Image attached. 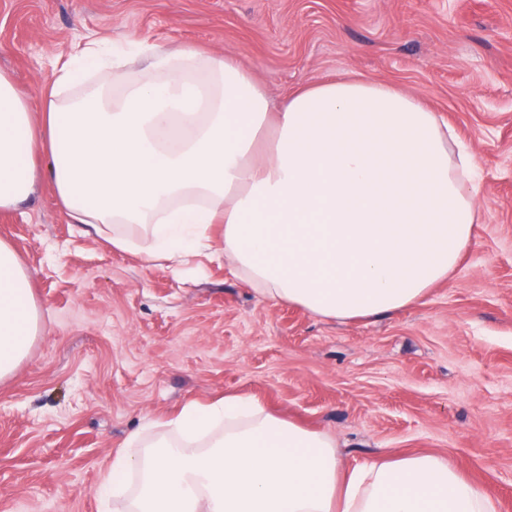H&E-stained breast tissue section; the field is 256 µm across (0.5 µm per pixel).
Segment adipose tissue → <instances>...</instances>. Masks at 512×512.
<instances>
[{
    "instance_id": "1",
    "label": "adipose tissue",
    "mask_w": 512,
    "mask_h": 512,
    "mask_svg": "<svg viewBox=\"0 0 512 512\" xmlns=\"http://www.w3.org/2000/svg\"><path fill=\"white\" fill-rule=\"evenodd\" d=\"M90 69L111 70L119 94L84 83ZM70 85L78 93L64 96ZM41 95L36 117L0 73V209L44 177L75 222L148 225L143 260L177 266L223 225L235 272L317 317L412 305L447 281L479 213L472 162L453 161L447 124L380 82L305 84L275 109L232 57L92 41L71 49ZM39 319L27 274L0 241V379ZM219 424L209 449L189 450ZM168 425L179 444L120 449L100 499H122L120 512H497L443 456L347 468L328 436L245 396L188 403Z\"/></svg>"
}]
</instances>
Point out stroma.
I'll use <instances>...</instances> for the list:
<instances>
[{"label": "stroma", "mask_w": 512, "mask_h": 512, "mask_svg": "<svg viewBox=\"0 0 512 512\" xmlns=\"http://www.w3.org/2000/svg\"><path fill=\"white\" fill-rule=\"evenodd\" d=\"M106 39L235 57L271 102L339 75L412 92L475 164L482 218L445 283L376 320L256 292L200 257L112 248L52 187L0 212L40 328L0 380V512H104L114 454L176 436L166 419L238 393L322 432L349 466L434 453L512 512V0H0V70L39 107L50 61Z\"/></svg>", "instance_id": "35a3bbf8"}]
</instances>
